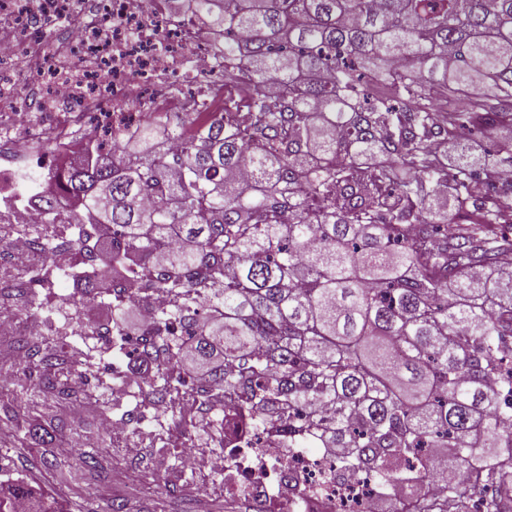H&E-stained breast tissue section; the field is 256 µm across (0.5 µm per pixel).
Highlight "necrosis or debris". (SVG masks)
<instances>
[{"label":"necrosis or debris","mask_w":512,"mask_h":512,"mask_svg":"<svg viewBox=\"0 0 512 512\" xmlns=\"http://www.w3.org/2000/svg\"><path fill=\"white\" fill-rule=\"evenodd\" d=\"M91 5L83 17L73 14L71 0H0V141L26 170L41 169L39 145H51L59 156L70 153L72 125L83 127L93 142H104L115 130L131 140L149 111L218 112L249 80L235 62L216 55L217 36L198 15L172 18L163 0ZM40 14L71 23L49 54L42 48ZM228 69L236 73L234 82L224 80ZM23 77L48 82L36 103L45 121L35 128L17 110ZM107 97L108 107L102 104ZM40 191L39 183L15 182L0 193V268L15 270L16 288L30 272L64 275L82 264L66 225L47 222ZM40 238L55 242V249L41 252ZM224 420L221 465H214L207 448L193 446L185 454L195 489L210 496L237 493L264 512H375L380 499L401 506L438 491L431 484L385 486L363 473L339 483L333 478L335 454L292 447L237 406L225 405Z\"/></svg>","instance_id":"obj_1"}]
</instances>
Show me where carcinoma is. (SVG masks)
Segmentation results:
<instances>
[{
	"instance_id": "carcinoma-1",
	"label": "carcinoma",
	"mask_w": 512,
	"mask_h": 512,
	"mask_svg": "<svg viewBox=\"0 0 512 512\" xmlns=\"http://www.w3.org/2000/svg\"><path fill=\"white\" fill-rule=\"evenodd\" d=\"M203 16L244 67L249 91L207 123L170 135L147 127L119 152L89 142L78 163L43 174L49 219L60 196L71 224H102L115 245L80 237L99 297L110 264L152 266L173 296L210 289L209 312L156 314L139 354L160 361L162 400L190 356L216 395L303 448H344L336 478L383 483L429 476L454 512H512V142L481 163L448 167L438 148L459 131L512 127V0H167ZM177 326L179 333H171ZM40 369H17L30 441L16 449L70 486L73 467L112 466L99 449L75 464L34 453L59 425L36 396L80 395L61 355L14 339ZM299 408V419L282 410ZM423 448L451 450L432 469ZM489 461L472 469L475 452ZM24 483L0 487L13 512Z\"/></svg>"
}]
</instances>
